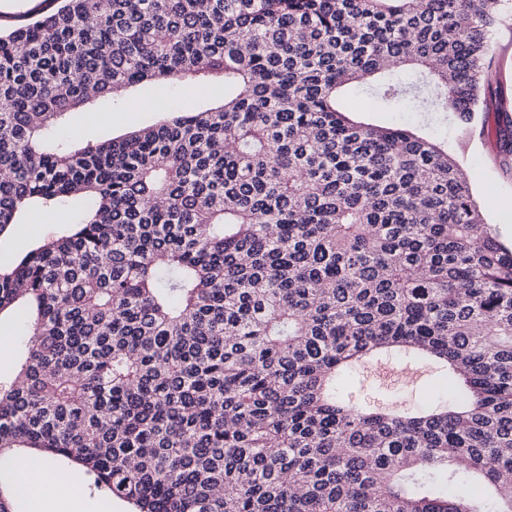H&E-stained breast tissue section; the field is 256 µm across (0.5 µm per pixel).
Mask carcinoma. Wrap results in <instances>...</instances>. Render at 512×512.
I'll return each mask as SVG.
<instances>
[{
	"label": "carcinoma",
	"instance_id": "1",
	"mask_svg": "<svg viewBox=\"0 0 512 512\" xmlns=\"http://www.w3.org/2000/svg\"><path fill=\"white\" fill-rule=\"evenodd\" d=\"M52 2L0 31V236L72 214L0 264L29 325L0 460L74 463L135 512H512V248L447 148L341 102L471 126L512 0ZM160 80L224 95L64 136L88 90ZM380 354L447 395L336 394Z\"/></svg>",
	"mask_w": 512,
	"mask_h": 512
}]
</instances>
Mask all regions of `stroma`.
<instances>
[{"label": "stroma", "instance_id": "obj_1", "mask_svg": "<svg viewBox=\"0 0 512 512\" xmlns=\"http://www.w3.org/2000/svg\"><path fill=\"white\" fill-rule=\"evenodd\" d=\"M136 109L117 101H102L94 111L78 116L72 133L81 139L105 140L165 119L167 108L199 105L208 91L189 86L158 83L144 91H134ZM365 120L380 124H407L443 142L467 173L475 199L487 223L496 229L500 241L512 246V169L502 170L490 138L464 129L454 116L436 112H368ZM66 211L31 213L25 224L0 238V262L9 263L33 243L55 235L70 220ZM28 334L24 317L0 319V381L16 375L21 343ZM435 366L421 362H397L384 357L352 369L339 384V393L352 403L364 406L383 404L394 409L413 410L425 405L435 391H446Z\"/></svg>", "mask_w": 512, "mask_h": 512}]
</instances>
